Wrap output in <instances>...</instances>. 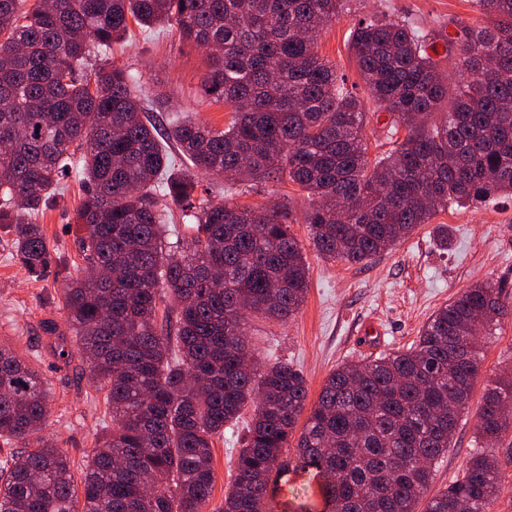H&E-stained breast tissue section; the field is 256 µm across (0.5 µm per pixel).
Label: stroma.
Returning <instances> with one entry per match:
<instances>
[{
	"label": "stroma",
	"mask_w": 512,
	"mask_h": 512,
	"mask_svg": "<svg viewBox=\"0 0 512 512\" xmlns=\"http://www.w3.org/2000/svg\"><path fill=\"white\" fill-rule=\"evenodd\" d=\"M383 3L394 14L412 17L428 30L456 21L471 25L481 19L474 0H366L363 9L368 12ZM351 27V16L337 19L319 38L318 53L364 97L368 91L350 49ZM111 60L141 75L144 93L158 118L190 110L209 126H227L228 107L202 90L208 71L206 55L178 31L132 29L124 43L113 47ZM218 189L226 202L239 206L287 200L296 216L309 203L304 192L289 183H269L246 194L224 182ZM83 194L81 184L70 183L36 217L60 259L61 275L30 277L18 260L11 234L0 229V344L12 346L44 377L49 416L43 434L70 457L78 490L97 440L112 419L106 391L93 380L86 359L78 354L68 362L58 359L44 328L50 321L64 323L63 276L80 274L84 267L76 244L81 231L73 222ZM290 230L309 265L306 298L289 320L251 318L249 336L261 361L283 359L302 371L312 402L338 364L409 346L433 311L465 288L488 280L512 297L511 197L439 212L392 250L360 265L318 255L305 224L291 225ZM510 371L512 315L484 338V360L470 412L456 429L448 452L436 463L429 494L445 490L460 477L475 449L474 413L484 390ZM243 435L242 426H229L214 443L210 512H217L231 485Z\"/></svg>",
	"instance_id": "stroma-1"
}]
</instances>
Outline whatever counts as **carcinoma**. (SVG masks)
I'll return each mask as SVG.
<instances>
[{
    "mask_svg": "<svg viewBox=\"0 0 512 512\" xmlns=\"http://www.w3.org/2000/svg\"><path fill=\"white\" fill-rule=\"evenodd\" d=\"M351 2L0 0V227L27 273L48 276L54 251L28 217L77 179L81 258L112 272L66 277L65 328L47 327L60 356L76 337L112 411L83 500L54 441L26 450L48 417L45 381L0 345V442L25 449L0 459V512H204L214 439L246 412L219 512H490L501 476L485 444L512 429V373L484 394L461 477L423 495L479 376V330L492 333L512 299L489 281L464 289L410 347L339 365L310 407L301 371L261 363L247 340L251 315L283 321L308 290L288 205L198 194L203 177L290 182L309 199L315 250L353 265L452 205L512 195V0H476L484 22L454 37L384 11L354 19L350 47L375 110L391 134L405 131L374 160L370 108L317 50ZM132 22L166 24L207 51L204 90L233 112L227 128L178 112L161 130L139 74L110 63L84 73ZM441 39L442 54L462 56L451 85ZM172 204L192 221L173 242ZM306 470L323 479V508L277 501L273 479Z\"/></svg>",
    "mask_w": 512,
    "mask_h": 512,
    "instance_id": "1",
    "label": "carcinoma"
}]
</instances>
